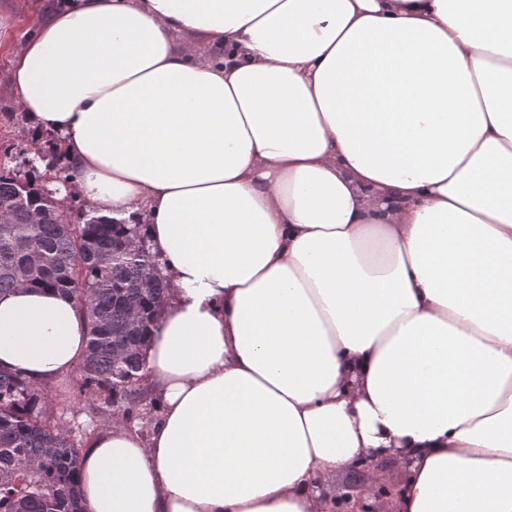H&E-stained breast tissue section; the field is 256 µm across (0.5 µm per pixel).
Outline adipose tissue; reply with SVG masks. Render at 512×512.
<instances>
[{"label":"adipose tissue","mask_w":512,"mask_h":512,"mask_svg":"<svg viewBox=\"0 0 512 512\" xmlns=\"http://www.w3.org/2000/svg\"><path fill=\"white\" fill-rule=\"evenodd\" d=\"M10 81L170 285L158 416L93 434L88 512H331L385 454L401 512H512V0H65ZM87 336L0 297L33 384Z\"/></svg>","instance_id":"adipose-tissue-1"}]
</instances>
